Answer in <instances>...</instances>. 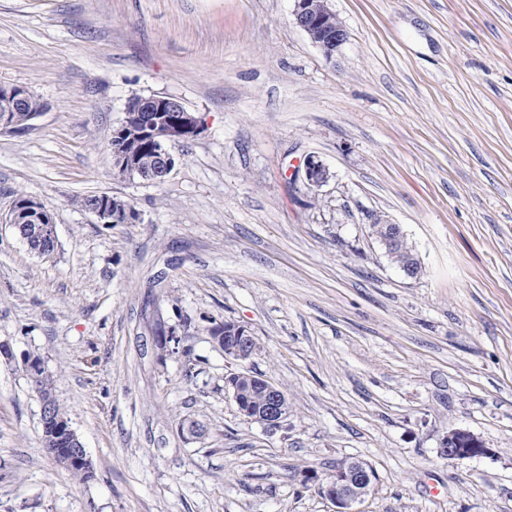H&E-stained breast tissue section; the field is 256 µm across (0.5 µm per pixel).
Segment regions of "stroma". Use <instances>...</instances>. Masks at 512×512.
I'll list each match as a JSON object with an SVG mask.
<instances>
[{"mask_svg": "<svg viewBox=\"0 0 512 512\" xmlns=\"http://www.w3.org/2000/svg\"><path fill=\"white\" fill-rule=\"evenodd\" d=\"M328 6L330 58L293 0H0V84L45 105L0 134V512H333L316 480L346 458L376 475L359 512H512V0ZM152 95L199 119L159 184L112 167ZM100 193L139 221L97 223L79 201ZM20 196L53 215L50 257L8 223ZM224 320L257 338L244 366L285 392L286 428L225 392ZM28 355L88 480L42 446ZM453 428L491 456L443 459ZM296 25L330 58L347 42L348 33L328 7V0H293ZM330 177L329 168L319 159L309 157L305 164V181L310 188L323 186ZM374 224H386L387 225L385 230L381 229V227L378 226L377 229L379 230V233H377V234L374 233L376 236H381L380 232L384 231V235L379 237L378 240L385 247L386 251H390L399 240L405 238V235H404L400 225L392 224V223H383V222H374L372 225H374ZM396 252L398 253V255H397L398 258L402 259L405 257H409L413 253V250L408 245L407 240L404 239V240L400 241V243L398 244V246L396 248Z\"/></svg>", "mask_w": 512, "mask_h": 512, "instance_id": "obj_1", "label": "stroma"}]
</instances>
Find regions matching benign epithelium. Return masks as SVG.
I'll return each instance as SVG.
<instances>
[{"label":"benign epithelium","instance_id":"7a95c632","mask_svg":"<svg viewBox=\"0 0 512 512\" xmlns=\"http://www.w3.org/2000/svg\"><path fill=\"white\" fill-rule=\"evenodd\" d=\"M293 16L296 25L308 36L310 41L322 53L331 58L339 53L347 42L348 33L338 21L336 14L328 7V0H293ZM31 93L24 87L0 85V132H19L29 127L43 109L31 110L27 107ZM199 121L195 113L188 110L182 102L164 96L137 97L132 99L126 110L123 123L112 137V164L119 173L130 178H138L151 183L163 182L175 166L176 158L172 146L196 135ZM144 140L150 146L138 153L124 149L130 140ZM330 177L329 168L319 159L311 156L305 164V181L311 188L323 186ZM112 196L106 193L91 197L87 211L101 224L114 223L112 214ZM45 207L32 200L25 199L15 203L8 223L17 236L28 242L31 239L56 242L53 217L45 216ZM36 225L35 229L28 225ZM405 235L398 224L389 223L379 242L386 250ZM254 336L250 329L237 322H230L224 328V357L240 364L249 361L251 343ZM232 385L233 399L241 404L238 394L245 386L253 387L258 383L264 389V402L258 409L246 408L243 413L247 419L259 424L267 432H276L288 425L290 407L285 393L267 379L244 368L234 373ZM40 403L43 427L55 438L63 433L76 436L67 418L56 413L53 400L41 391H36ZM438 453L449 460H461L474 457L491 456L493 450L464 428H453L440 439ZM91 466L82 442L67 449L64 465ZM375 474L366 463L349 458L336 465L334 472L317 481L319 492L330 500L334 512H357L355 505L364 499L373 489Z\"/></svg>","mask_w":512,"mask_h":512}]
</instances>
